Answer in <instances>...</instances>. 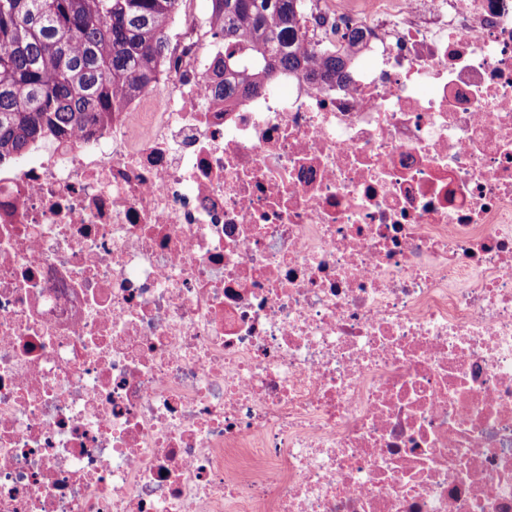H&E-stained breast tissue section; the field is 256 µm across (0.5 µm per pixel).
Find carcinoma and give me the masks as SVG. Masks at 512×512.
Returning a JSON list of instances; mask_svg holds the SVG:
<instances>
[{
  "label": "carcinoma",
  "mask_w": 512,
  "mask_h": 512,
  "mask_svg": "<svg viewBox=\"0 0 512 512\" xmlns=\"http://www.w3.org/2000/svg\"><path fill=\"white\" fill-rule=\"evenodd\" d=\"M179 0H0V163L105 120L116 90L145 89L169 53ZM308 0H209L224 45V99L284 74L333 81L340 50L308 43Z\"/></svg>",
  "instance_id": "carcinoma-1"
}]
</instances>
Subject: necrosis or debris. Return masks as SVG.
Here are the masks:
<instances>
[{
    "mask_svg": "<svg viewBox=\"0 0 512 512\" xmlns=\"http://www.w3.org/2000/svg\"><path fill=\"white\" fill-rule=\"evenodd\" d=\"M307 35L335 83L228 104L184 0L156 83L0 164V512H512V0Z\"/></svg>",
    "mask_w": 512,
    "mask_h": 512,
    "instance_id": "1",
    "label": "necrosis or debris"
}]
</instances>
